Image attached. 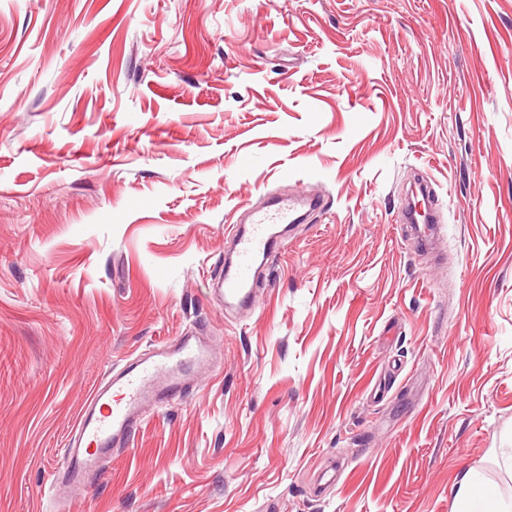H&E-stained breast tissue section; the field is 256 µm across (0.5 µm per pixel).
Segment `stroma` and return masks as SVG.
I'll list each match as a JSON object with an SVG mask.
<instances>
[{
  "label": "stroma",
  "mask_w": 512,
  "mask_h": 512,
  "mask_svg": "<svg viewBox=\"0 0 512 512\" xmlns=\"http://www.w3.org/2000/svg\"><path fill=\"white\" fill-rule=\"evenodd\" d=\"M278 194L322 206L225 318ZM189 331L218 366L59 501L92 390ZM508 448L512 0H0V512H458ZM305 205L312 206V202L279 200L261 207L249 208V228L238 225L229 228L234 243V262L228 267L224 289L219 288L226 314L253 308V267L260 260L264 261L271 256L280 243L278 226L293 223L298 218L295 214ZM232 267L233 273L230 274Z\"/></svg>",
  "instance_id": "1"
}]
</instances>
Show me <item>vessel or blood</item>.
I'll use <instances>...</instances> for the list:
<instances>
[{"mask_svg": "<svg viewBox=\"0 0 512 512\" xmlns=\"http://www.w3.org/2000/svg\"><path fill=\"white\" fill-rule=\"evenodd\" d=\"M301 206L298 200H279L250 209L248 226H231L233 272L226 275L220 291L225 312L253 308L252 270L272 255L280 242L279 226L293 223ZM213 360L207 338L189 332L175 343L137 356L97 386L54 470L59 498L101 476L113 454L129 448L146 407L179 396L188 371L202 372Z\"/></svg>", "mask_w": 512, "mask_h": 512, "instance_id": "1", "label": "vessel or blood"}]
</instances>
